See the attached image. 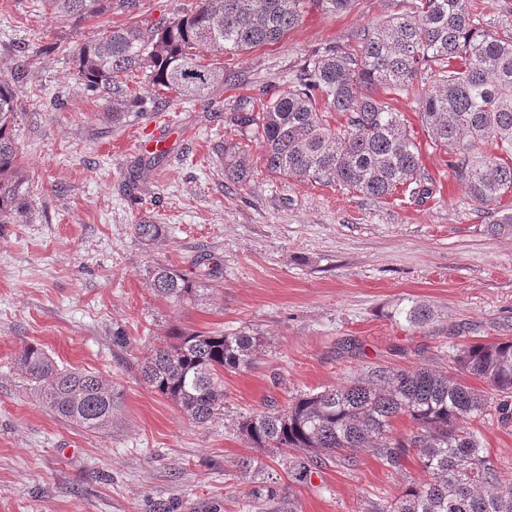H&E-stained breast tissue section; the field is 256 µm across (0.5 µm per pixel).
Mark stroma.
<instances>
[{
    "instance_id": "1",
    "label": "stroma",
    "mask_w": 512,
    "mask_h": 512,
    "mask_svg": "<svg viewBox=\"0 0 512 512\" xmlns=\"http://www.w3.org/2000/svg\"><path fill=\"white\" fill-rule=\"evenodd\" d=\"M196 0H139L78 26L52 19L45 0H0V77L20 75L14 120L30 183L27 216L0 225V512H256L251 458L273 474L294 512H362L400 496L415 457L391 470L367 449L310 484L290 482L237 420L287 407L297 394L343 383L374 366L449 371L469 340L512 339V224L490 228L443 163L416 114L404 112L435 178L430 197L381 203L271 173L259 145L241 187L224 177V148L243 141L239 98L277 93L289 72L328 42L404 10L403 0H356L344 15L309 10L277 44L240 55L201 49L226 80L208 96L167 102L148 83L151 109L107 101L79 80L71 48L104 30L189 12ZM166 132L160 156L145 144ZM163 225L160 241L133 233ZM210 257L207 291L193 304L149 288L158 265L191 270ZM435 310L414 330L390 312L405 300ZM174 326L264 338L256 364L225 372L224 413L200 425L139 379ZM122 331L125 346L113 344ZM27 343L58 364L102 373L121 393L112 429L65 421L23 386L15 359Z\"/></svg>"
}]
</instances>
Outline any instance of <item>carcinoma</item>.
Listing matches in <instances>:
<instances>
[{
  "mask_svg": "<svg viewBox=\"0 0 512 512\" xmlns=\"http://www.w3.org/2000/svg\"><path fill=\"white\" fill-rule=\"evenodd\" d=\"M53 18L77 25L136 0H46ZM355 0H197L194 10L142 28L129 24L85 41L73 53L88 90L112 103V120L127 102L130 79L143 75L177 98L202 97L224 83V70L200 64L202 46L238 55L281 42L304 13L351 10ZM418 105V118L468 199L491 218L512 224V29L483 24L481 0H410L409 8L358 29L348 43L326 44L288 75V88L267 98H243L234 121L262 149L266 167L300 182L339 187L383 201L398 194H433L404 113L385 96ZM22 107L16 85L0 79V224L26 214L27 172L14 133ZM246 147H224V177L242 186L250 178ZM153 244L162 225H134ZM149 287L173 303L204 293L198 277L157 266ZM413 329L435 317L424 301L391 312ZM262 342L247 330L226 334L170 329L140 368L154 392L195 423L224 412V371L255 363ZM454 372L428 367L372 368L343 385L303 393L281 410L250 414L239 434L275 455L296 485L332 464L356 466L354 452L370 448L391 469L417 452L425 479L410 476L403 494L369 502L363 512H512V471L496 466L474 430L497 416L512 423V340L468 341L451 356ZM17 365L31 394L60 418L93 433L112 428L120 392L95 371L59 365L42 347L26 344ZM487 383L490 396L470 384ZM410 422L407 432L395 423ZM251 496L280 512L274 482L255 481Z\"/></svg>",
  "mask_w": 512,
  "mask_h": 512,
  "instance_id": "cac0c4a2",
  "label": "carcinoma"
}]
</instances>
